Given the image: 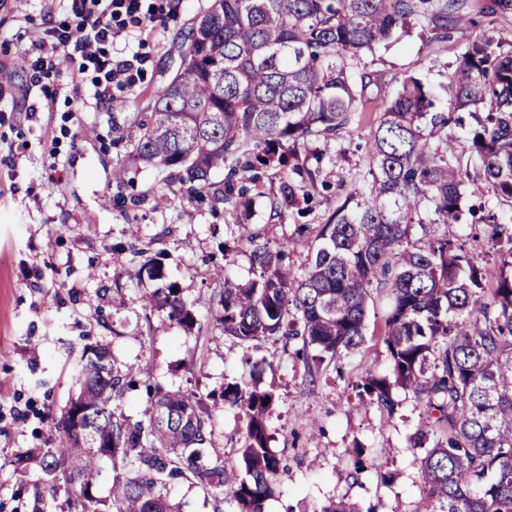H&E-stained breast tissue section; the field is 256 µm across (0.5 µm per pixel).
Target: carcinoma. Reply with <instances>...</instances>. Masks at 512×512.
I'll list each match as a JSON object with an SVG mask.
<instances>
[{
	"label": "carcinoma",
	"instance_id": "cac0c4a2",
	"mask_svg": "<svg viewBox=\"0 0 512 512\" xmlns=\"http://www.w3.org/2000/svg\"><path fill=\"white\" fill-rule=\"evenodd\" d=\"M470 11V0H210L182 38L175 75L154 91L129 161L112 171L121 182L128 162L154 165L188 203L210 190L222 197L226 230L249 251L254 278L236 284L218 266L202 276L224 281L217 322L243 345L300 340L319 351L312 357L319 365L365 344L371 290L386 293L390 373H370L357 388L390 418L397 388L430 412L412 437L423 487L415 512H512V224L493 211L481 217L499 248L493 266L476 265L465 243L445 233L415 237L428 224L465 223L464 189L473 181L465 153L479 160L494 194L512 203V39L468 44L443 87L446 112L434 109L413 75L375 98L370 192L351 194L321 225L304 272L288 269L285 247L243 234L238 211L273 170L271 220L303 215L315 176L308 144L339 134L369 102L374 78L358 68L362 54L411 24L444 39L448 24ZM460 111L475 120L464 143L448 134ZM144 306L196 324L171 286ZM135 373L150 379L145 367L115 370L103 346L84 347L80 392L55 418L33 512L61 491L68 512H175L167 487L180 482L211 494L216 512L228 484L233 512H264L281 468L265 420L272 394L234 384L202 396L148 382L149 406L134 419L121 401ZM221 407L246 417L237 457L207 451ZM106 458L107 501L94 494Z\"/></svg>",
	"mask_w": 512,
	"mask_h": 512
}]
</instances>
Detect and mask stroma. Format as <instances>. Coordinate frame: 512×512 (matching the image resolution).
I'll list each match as a JSON object with an SVG mask.
<instances>
[{
    "instance_id": "stroma-1",
    "label": "stroma",
    "mask_w": 512,
    "mask_h": 512,
    "mask_svg": "<svg viewBox=\"0 0 512 512\" xmlns=\"http://www.w3.org/2000/svg\"><path fill=\"white\" fill-rule=\"evenodd\" d=\"M208 4L168 0V14L128 46L145 57L142 74L132 86L113 90L102 107L89 73L73 79L54 72L39 88L28 87L31 72L22 55L37 56L49 23L72 21L71 4L48 21L38 0H0V512H32L41 453L55 438V417L79 391L75 367L91 343L106 346L119 370L149 367L153 381L171 390L204 395L237 384L273 393L270 446L285 469L273 478L277 492L265 512H321L340 498L362 512H414L422 496L409 442L422 407L396 390L398 412L390 418L356 389L367 374L389 371L386 348L373 339L388 310L386 294L372 292L368 301L367 342L325 360L318 371L281 344H237L216 322L217 283L200 275L224 264L237 283L252 277L248 251L224 247L223 204L181 201L162 172L142 163L129 168L123 184L112 178L114 163L124 159L151 110L154 89L177 68L183 35ZM473 5L471 22L449 25L447 39L428 40L416 27L397 33L365 53L361 69L394 89L410 75L439 88L470 40L512 34L511 14L483 13V0ZM376 118L366 107L336 138L309 143L324 158L305 216L269 223L276 183L266 179L252 190L247 231L285 246L295 272L307 266V243L320 224L350 192L367 189ZM161 194L166 203L153 206ZM119 196L143 203L118 207ZM131 224L150 243L147 258H160L162 279L150 278L133 259ZM163 285L191 303L196 325L143 307L141 296ZM245 425L238 409L218 413L211 454L234 455ZM355 446L365 461L358 473L348 453ZM388 446L394 449L389 456L383 453Z\"/></svg>"
}]
</instances>
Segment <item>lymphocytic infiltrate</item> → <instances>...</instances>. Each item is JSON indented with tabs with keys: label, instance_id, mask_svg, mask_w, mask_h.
<instances>
[{
	"label": "lymphocytic infiltrate",
	"instance_id": "1",
	"mask_svg": "<svg viewBox=\"0 0 512 512\" xmlns=\"http://www.w3.org/2000/svg\"><path fill=\"white\" fill-rule=\"evenodd\" d=\"M79 21L76 25L50 27L36 58L27 64L37 73L57 69L59 54L79 61V71H93L96 100L109 98L113 87L133 84L143 59L140 55L122 58L116 53L119 44L128 42L131 29L154 27L163 14L155 0H74Z\"/></svg>",
	"mask_w": 512,
	"mask_h": 512
}]
</instances>
